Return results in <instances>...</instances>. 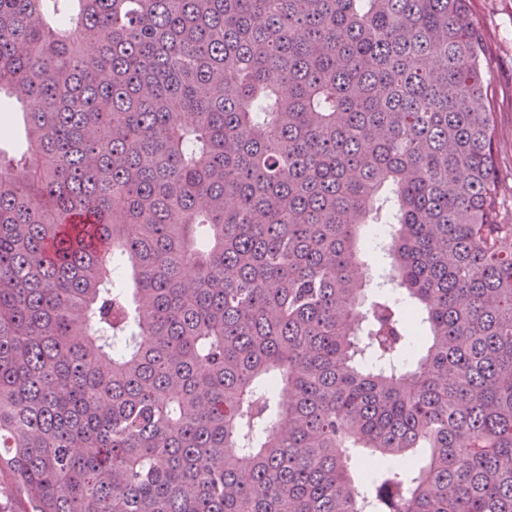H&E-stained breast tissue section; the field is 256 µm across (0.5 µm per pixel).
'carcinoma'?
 Masks as SVG:
<instances>
[{"mask_svg": "<svg viewBox=\"0 0 512 512\" xmlns=\"http://www.w3.org/2000/svg\"><path fill=\"white\" fill-rule=\"evenodd\" d=\"M487 67L468 0H0L23 512H512ZM4 125V122L0 119V126ZM7 126L9 128L8 133L5 126L0 129V149L5 161L12 157H19L25 144L22 124L18 122L17 125Z\"/></svg>", "mask_w": 512, "mask_h": 512, "instance_id": "1", "label": "carcinoma"}]
</instances>
